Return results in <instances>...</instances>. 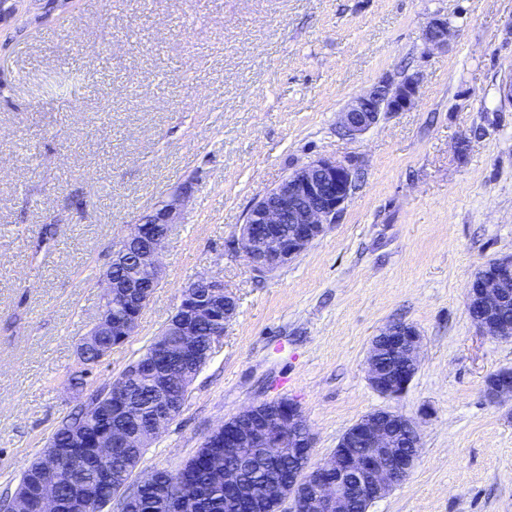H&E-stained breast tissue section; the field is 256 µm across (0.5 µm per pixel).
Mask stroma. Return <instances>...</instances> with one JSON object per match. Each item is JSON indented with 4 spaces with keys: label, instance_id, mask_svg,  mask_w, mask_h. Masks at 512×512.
Wrapping results in <instances>:
<instances>
[{
    "label": "stroma",
    "instance_id": "stroma-1",
    "mask_svg": "<svg viewBox=\"0 0 512 512\" xmlns=\"http://www.w3.org/2000/svg\"><path fill=\"white\" fill-rule=\"evenodd\" d=\"M447 19L448 44L424 30ZM416 75L405 112L359 140L354 98ZM512 0H0V496L84 398L69 390L101 275L138 217L190 186L111 383L196 276L237 314L138 470L180 468L246 408L302 409L313 459L376 409L414 419L410 476L370 512H512V339L483 335L466 286L512 255ZM318 157L360 181L323 236L265 275L234 243L257 198ZM421 334L405 393L369 384L373 336Z\"/></svg>",
    "mask_w": 512,
    "mask_h": 512
}]
</instances>
